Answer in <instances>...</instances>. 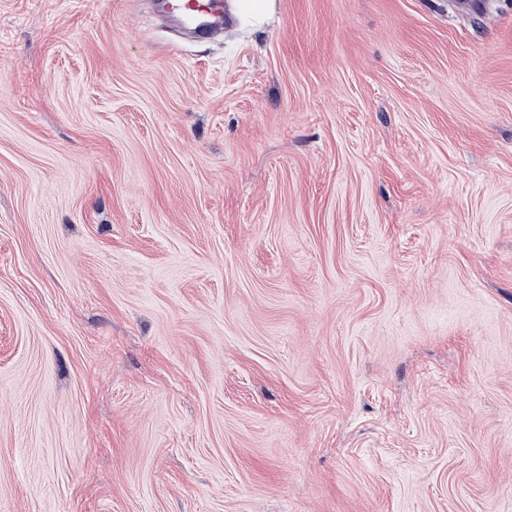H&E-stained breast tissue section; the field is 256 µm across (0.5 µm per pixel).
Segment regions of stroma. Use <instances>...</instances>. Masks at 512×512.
Masks as SVG:
<instances>
[{
    "mask_svg": "<svg viewBox=\"0 0 512 512\" xmlns=\"http://www.w3.org/2000/svg\"><path fill=\"white\" fill-rule=\"evenodd\" d=\"M0 512H512V0H0ZM158 1L165 13L175 17L197 39H208L223 31L225 22L231 21L224 15L223 0H208L207 2L186 0L179 5L166 0ZM233 7L236 17L261 21L270 12L271 0H233Z\"/></svg>",
    "mask_w": 512,
    "mask_h": 512,
    "instance_id": "1",
    "label": "stroma"
}]
</instances>
